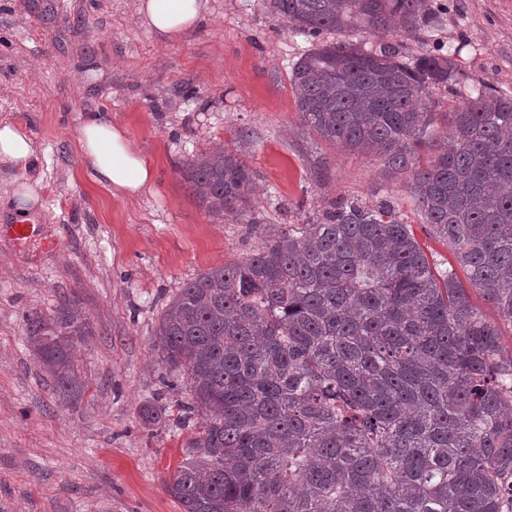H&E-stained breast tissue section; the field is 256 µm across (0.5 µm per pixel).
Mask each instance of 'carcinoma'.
Masks as SVG:
<instances>
[{"mask_svg":"<svg viewBox=\"0 0 512 512\" xmlns=\"http://www.w3.org/2000/svg\"><path fill=\"white\" fill-rule=\"evenodd\" d=\"M264 4L311 39L346 35L292 64L297 111L322 139L408 174L455 263L430 262L390 204L347 201L185 283L157 346L184 372L183 421L208 420L167 491L183 512H512V351L468 293L512 325V94L474 84L443 112L431 90L455 94L451 54L362 47L398 21L432 30L427 0ZM443 117L452 144L423 164ZM182 171L210 217L251 214L254 172L224 144ZM26 330L57 394L79 399V301Z\"/></svg>","mask_w":512,"mask_h":512,"instance_id":"carcinoma-1","label":"carcinoma"}]
</instances>
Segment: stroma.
<instances>
[{
    "mask_svg": "<svg viewBox=\"0 0 512 512\" xmlns=\"http://www.w3.org/2000/svg\"><path fill=\"white\" fill-rule=\"evenodd\" d=\"M427 40L366 37L410 54L452 47L457 91L485 82L512 93V0H429ZM211 16L160 42L136 0H0V124L30 138L27 170L0 165V512H182L165 482L204 415L183 424L185 385L155 332L169 298L211 268L244 261L291 224L332 203L386 201L438 261L445 242L425 224L405 177L306 127L289 73L309 38L261 0H210ZM122 126L154 170L129 199L95 182L78 146L85 118ZM225 143L255 172L254 219L218 222L199 206L182 163ZM40 196L17 242L6 198L14 180ZM75 297L92 334L74 351L88 388L64 405L33 357L29 313ZM166 407L146 425L142 409Z\"/></svg>",
    "mask_w": 512,
    "mask_h": 512,
    "instance_id": "obj_1",
    "label": "stroma"
}]
</instances>
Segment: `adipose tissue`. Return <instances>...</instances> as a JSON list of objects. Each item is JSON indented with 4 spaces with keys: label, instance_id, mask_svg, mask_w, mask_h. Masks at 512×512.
<instances>
[{
    "label": "adipose tissue",
    "instance_id": "obj_1",
    "mask_svg": "<svg viewBox=\"0 0 512 512\" xmlns=\"http://www.w3.org/2000/svg\"><path fill=\"white\" fill-rule=\"evenodd\" d=\"M138 12L154 35L174 41L204 22L210 0H138ZM78 144L94 181L115 194L140 195L153 180L152 168L107 115L88 117L79 128ZM34 155L31 139L0 124V165L24 170Z\"/></svg>",
    "mask_w": 512,
    "mask_h": 512
}]
</instances>
